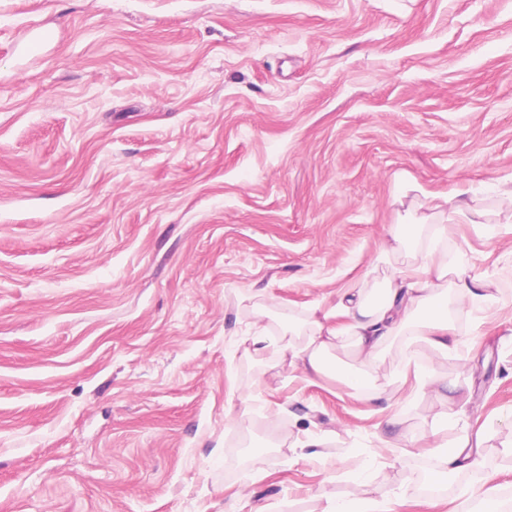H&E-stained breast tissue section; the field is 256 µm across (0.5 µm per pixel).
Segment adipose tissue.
Listing matches in <instances>:
<instances>
[{"label":"adipose tissue","instance_id":"ef3b65f1","mask_svg":"<svg viewBox=\"0 0 512 512\" xmlns=\"http://www.w3.org/2000/svg\"><path fill=\"white\" fill-rule=\"evenodd\" d=\"M408 213L414 230L427 235L413 243L391 232L378 256L393 266L383 288L370 293L356 283L342 289L324 313L312 309L301 320L261 326L249 337L246 354L261 357L275 350L289 367L302 369L305 379L331 376L371 399L379 388L370 367L396 338L409 342L418 336L447 352L456 343L451 311L470 304L487 308L497 301L490 277L448 261L449 225L481 224L485 213L457 195L426 207L411 204ZM339 346L350 351L353 365L331 361V351Z\"/></svg>","mask_w":512,"mask_h":512}]
</instances>
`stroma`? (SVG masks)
<instances>
[{"mask_svg":"<svg viewBox=\"0 0 512 512\" xmlns=\"http://www.w3.org/2000/svg\"><path fill=\"white\" fill-rule=\"evenodd\" d=\"M502 184L512 0H0V512L512 495ZM459 193L486 221L448 260L501 306L456 312L454 351L389 346L372 400L236 352L245 301L373 287L407 204ZM461 434L482 465L445 472Z\"/></svg>","mask_w":512,"mask_h":512,"instance_id":"1","label":"stroma"}]
</instances>
